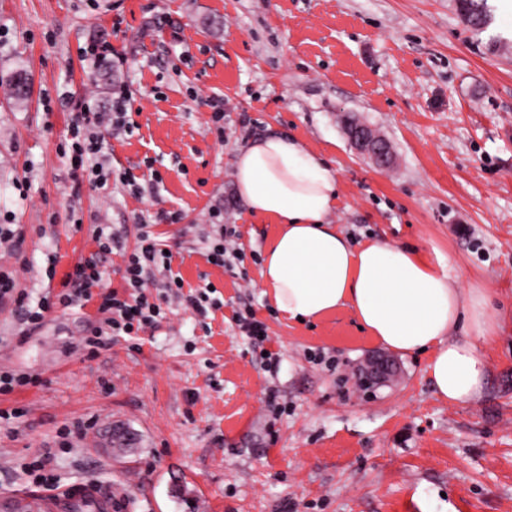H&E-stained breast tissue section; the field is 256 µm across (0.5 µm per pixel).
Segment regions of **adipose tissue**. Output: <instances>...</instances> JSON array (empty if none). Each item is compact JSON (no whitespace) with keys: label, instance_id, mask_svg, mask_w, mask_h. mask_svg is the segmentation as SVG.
Masks as SVG:
<instances>
[{"label":"adipose tissue","instance_id":"adipose-tissue-1","mask_svg":"<svg viewBox=\"0 0 512 512\" xmlns=\"http://www.w3.org/2000/svg\"><path fill=\"white\" fill-rule=\"evenodd\" d=\"M237 193L274 221L262 259L264 294L282 316L312 320L347 305L370 336L401 354L427 352L430 381L451 403L480 397L485 345L498 331L480 288H462L445 264L382 239L349 243L328 215L338 176L303 144L266 135L238 151Z\"/></svg>","mask_w":512,"mask_h":512}]
</instances>
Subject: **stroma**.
I'll return each mask as SVG.
<instances>
[{"label":"stroma","mask_w":512,"mask_h":512,"mask_svg":"<svg viewBox=\"0 0 512 512\" xmlns=\"http://www.w3.org/2000/svg\"><path fill=\"white\" fill-rule=\"evenodd\" d=\"M488 6L477 33L458 0H0V225L23 232L0 244V273L37 304L95 252L91 225L131 249L143 222L184 291L208 283L218 302L199 316L149 285L167 318L93 357L78 308L26 336L0 304V370L41 379L0 394V410H25L0 422V499L38 497L27 464L46 456L54 491L92 488L104 512H512V29L505 0ZM101 42L115 61H84ZM120 85L135 129L107 135V161L136 176L138 200L117 181L96 189L63 156L83 102L108 111ZM349 118L390 142L393 166L355 153ZM270 134L336 170L328 220L352 244L418 248L485 289L503 325L478 399L439 397L426 353L363 388L358 365L381 345L350 308L303 322L274 310L262 253L278 227L248 213L234 176L237 151ZM173 211L180 223L164 220ZM217 222L236 230L237 271L207 260ZM247 306L264 344L236 327ZM79 422L88 432L63 439ZM116 426L135 437L130 457L112 449Z\"/></svg>","instance_id":"1"}]
</instances>
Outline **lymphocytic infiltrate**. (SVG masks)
Returning a JSON list of instances; mask_svg holds the SVG:
<instances>
[{"label":"lymphocytic infiltrate","instance_id":"lymphocytic-infiltrate-1","mask_svg":"<svg viewBox=\"0 0 512 512\" xmlns=\"http://www.w3.org/2000/svg\"><path fill=\"white\" fill-rule=\"evenodd\" d=\"M112 108L107 116L94 111L78 113L72 118L68 132L73 140L70 164L74 169L86 171L91 184L104 188L111 177V171L104 167L106 155L105 140L97 130L101 120H108L112 129L130 132L134 129L128 116L130 96L127 90H119L112 95ZM92 238L98 248L97 253L80 258L67 275L68 293L58 299L41 298L36 307L26 309L23 320L28 331H36L43 325L47 313L55 305L69 307L94 305L96 318L92 321L89 333L83 337L82 344L89 351H96L111 338L134 336L148 325L165 318L164 309L150 302L145 294L149 274L157 268L168 270L172 264L171 255L166 254L165 246L158 239L150 225L138 227L136 245L133 251L125 255L121 278V289L102 290L103 273L99 266L101 254L110 252L112 238L107 235L103 225H94ZM166 290L182 288V279L170 274L163 283Z\"/></svg>","mask_w":512,"mask_h":512}]
</instances>
